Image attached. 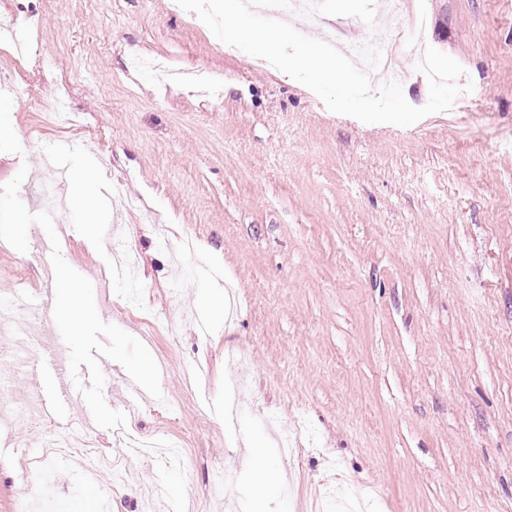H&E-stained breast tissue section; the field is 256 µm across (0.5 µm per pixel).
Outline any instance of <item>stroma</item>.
<instances>
[{"mask_svg": "<svg viewBox=\"0 0 512 512\" xmlns=\"http://www.w3.org/2000/svg\"><path fill=\"white\" fill-rule=\"evenodd\" d=\"M382 9L319 0L324 27L286 20L322 41L382 39ZM9 14L39 23L26 57L0 51V186L28 166L20 200L51 214L101 320L152 354L162 396L126 408L123 367L101 359L125 428L89 422L81 403L57 426L110 456L126 491L67 453L39 474L31 458L51 437L23 410L54 392L36 365L68 366L69 352L48 317L38 355L0 333L13 407L0 435L14 444L0 512H31L49 477L57 512H311L339 482L365 512H512V0H405V57L432 46L473 84L471 107L408 127L330 112L171 0H0ZM86 171L93 218L72 192ZM107 230L136 254L135 282L90 242ZM28 237L25 253L0 246V301L26 309L54 289L46 233ZM239 382L273 423L221 415ZM126 431L179 443L178 463L132 453Z\"/></svg>", "mask_w": 512, "mask_h": 512, "instance_id": "35a3bbf8", "label": "stroma"}]
</instances>
